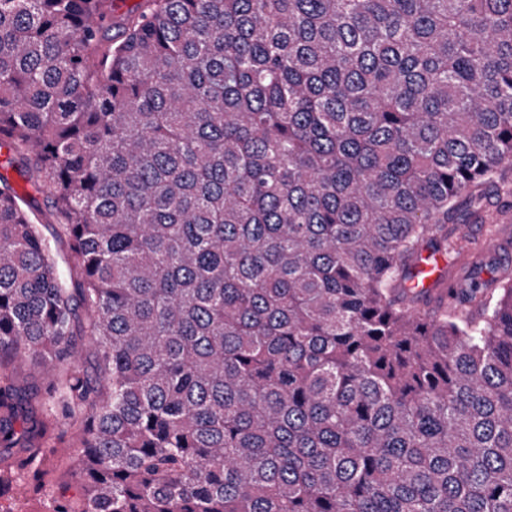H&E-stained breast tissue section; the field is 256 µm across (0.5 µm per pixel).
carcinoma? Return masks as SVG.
Segmentation results:
<instances>
[{
	"mask_svg": "<svg viewBox=\"0 0 512 512\" xmlns=\"http://www.w3.org/2000/svg\"><path fill=\"white\" fill-rule=\"evenodd\" d=\"M0 138L80 262L0 175V367L54 377L0 370V446L82 415L53 512H512V272L421 270L512 221V0H0ZM79 366L84 374L95 381L100 376V369L97 364L96 354L91 343L83 339L78 344Z\"/></svg>",
	"mask_w": 512,
	"mask_h": 512,
	"instance_id": "1",
	"label": "carcinoma"
}]
</instances>
